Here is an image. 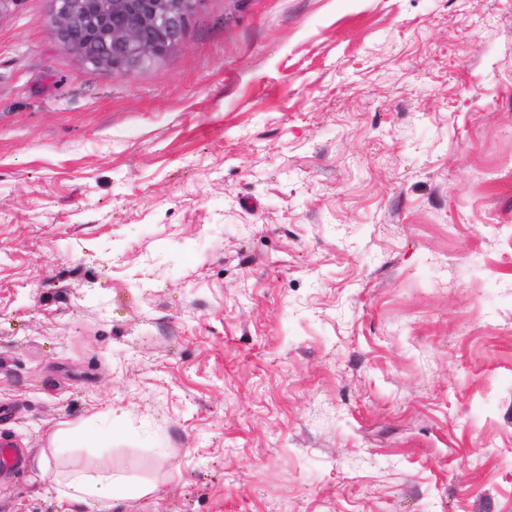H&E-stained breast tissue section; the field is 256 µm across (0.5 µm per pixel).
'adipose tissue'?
<instances>
[{"label":"adipose tissue","instance_id":"adipose-tissue-1","mask_svg":"<svg viewBox=\"0 0 512 512\" xmlns=\"http://www.w3.org/2000/svg\"><path fill=\"white\" fill-rule=\"evenodd\" d=\"M55 492L60 501L85 512H112L113 500L136 495L137 490L115 475L111 460L101 456L93 467L57 482Z\"/></svg>","mask_w":512,"mask_h":512}]
</instances>
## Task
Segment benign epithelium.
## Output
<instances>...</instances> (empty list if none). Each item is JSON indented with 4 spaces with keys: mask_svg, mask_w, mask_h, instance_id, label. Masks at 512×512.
<instances>
[{
    "mask_svg": "<svg viewBox=\"0 0 512 512\" xmlns=\"http://www.w3.org/2000/svg\"><path fill=\"white\" fill-rule=\"evenodd\" d=\"M58 41L85 65L132 74L183 44L206 0H50Z\"/></svg>",
    "mask_w": 512,
    "mask_h": 512,
    "instance_id": "benign-epithelium-1",
    "label": "benign epithelium"
}]
</instances>
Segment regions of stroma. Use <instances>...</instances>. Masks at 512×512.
Segmentation results:
<instances>
[{
    "mask_svg": "<svg viewBox=\"0 0 512 512\" xmlns=\"http://www.w3.org/2000/svg\"><path fill=\"white\" fill-rule=\"evenodd\" d=\"M50 9L0 11V512L101 455L112 512H512V0H207L130 75Z\"/></svg>",
    "mask_w": 512,
    "mask_h": 512,
    "instance_id": "stroma-1",
    "label": "stroma"
}]
</instances>
